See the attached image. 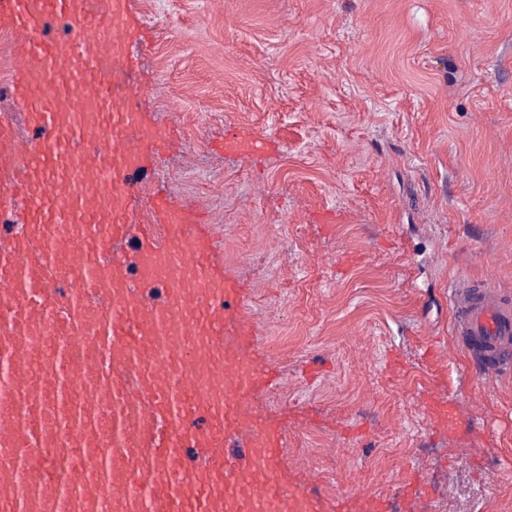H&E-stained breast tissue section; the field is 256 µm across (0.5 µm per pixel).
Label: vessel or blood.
I'll return each mask as SVG.
<instances>
[{"mask_svg":"<svg viewBox=\"0 0 512 512\" xmlns=\"http://www.w3.org/2000/svg\"><path fill=\"white\" fill-rule=\"evenodd\" d=\"M0 0L31 134L0 126V512H317L290 485L287 425L254 404L275 371L261 319L215 268V242L173 198L131 224L130 180L164 132L123 78L128 0ZM62 35H54V27ZM239 131L227 152L251 155ZM453 333L481 375L512 365V297L466 280ZM362 512H389L366 492ZM342 493L326 512H349Z\"/></svg>","mask_w":512,"mask_h":512,"instance_id":"b4317fda","label":"vessel or blood"}]
</instances>
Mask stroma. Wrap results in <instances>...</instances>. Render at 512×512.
Returning <instances> with one entry per match:
<instances>
[{
	"label": "stroma",
	"instance_id": "35a3bbf8",
	"mask_svg": "<svg viewBox=\"0 0 512 512\" xmlns=\"http://www.w3.org/2000/svg\"><path fill=\"white\" fill-rule=\"evenodd\" d=\"M129 83L165 130L128 219L205 211L262 317L290 483L391 512H512V376L482 379L448 286L512 293V0H129ZM0 34V114L28 134ZM265 139L240 158L224 139ZM446 397L454 432L421 398Z\"/></svg>",
	"mask_w": 512,
	"mask_h": 512
}]
</instances>
